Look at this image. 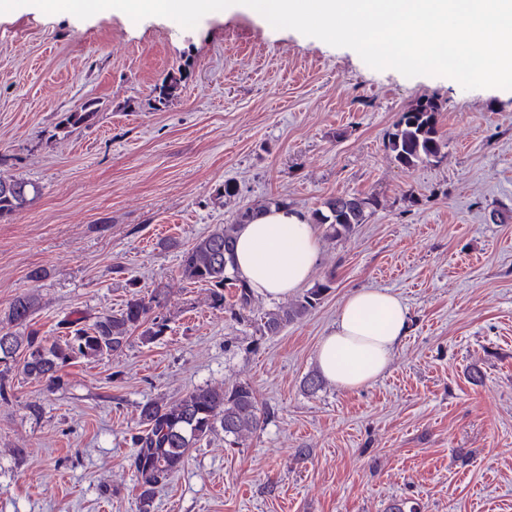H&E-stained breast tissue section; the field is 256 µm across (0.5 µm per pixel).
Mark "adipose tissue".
I'll return each instance as SVG.
<instances>
[{
  "mask_svg": "<svg viewBox=\"0 0 512 512\" xmlns=\"http://www.w3.org/2000/svg\"><path fill=\"white\" fill-rule=\"evenodd\" d=\"M318 258L317 229L294 208L259 210L238 232L235 268L253 293L268 299L286 297L305 284ZM409 330V313L398 296L381 289L353 290L320 342L319 370L341 389H360L384 373Z\"/></svg>",
  "mask_w": 512,
  "mask_h": 512,
  "instance_id": "adipose-tissue-1",
  "label": "adipose tissue"
}]
</instances>
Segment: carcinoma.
<instances>
[{
    "label": "carcinoma",
    "mask_w": 512,
    "mask_h": 512,
    "mask_svg": "<svg viewBox=\"0 0 512 512\" xmlns=\"http://www.w3.org/2000/svg\"><path fill=\"white\" fill-rule=\"evenodd\" d=\"M187 78L183 67L168 73L153 88L151 108L158 110L166 105ZM440 109L437 100L420 98L400 114L387 132L386 148L401 166L413 168L441 161L443 144L437 134ZM93 115L89 102L81 110L68 113L59 129L66 133L87 123ZM38 193L39 188L33 183L0 178V217L23 209ZM375 206L372 196L338 195L327 199L324 208L314 211L312 223L324 225L328 238H340L365 223ZM255 213L256 209L251 207L239 211L233 223L217 227L182 255V275L190 282L209 286L213 307L226 308L224 291L235 289V306L229 308L234 317L251 308L253 301L251 289L235 273L234 249L239 229ZM331 283L329 278L315 285L291 307L264 313L255 331L262 336L278 334L313 309ZM37 307V297L23 293L12 300L0 318V396L4 395L6 375L19 361L27 378L59 385L62 369L72 360L119 352L137 330L143 342L151 343L167 327L166 319L150 317L152 300L135 293L121 309L99 315L90 323L69 322L64 336L49 343L29 326ZM267 417L247 383L223 389L197 387L174 402L151 400L140 406L142 430L132 437L134 451L129 462L143 512H148L156 493L181 470L190 451L201 440L220 429L229 444L237 445L260 429Z\"/></svg>",
    "instance_id": "carcinoma-1"
}]
</instances>
